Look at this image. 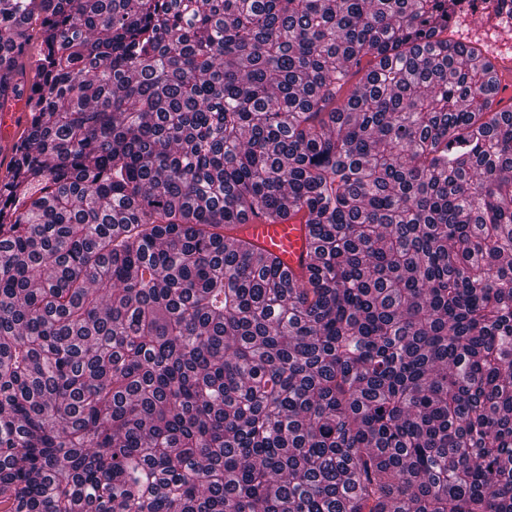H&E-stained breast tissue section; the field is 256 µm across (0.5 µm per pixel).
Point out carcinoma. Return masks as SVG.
Instances as JSON below:
<instances>
[{
	"label": "carcinoma",
	"instance_id": "1",
	"mask_svg": "<svg viewBox=\"0 0 512 512\" xmlns=\"http://www.w3.org/2000/svg\"><path fill=\"white\" fill-rule=\"evenodd\" d=\"M475 2L0 0V512H512ZM21 108L22 106L18 103L15 108L17 114L13 121L11 120L10 126L6 128V130L2 131V133L0 129V179L7 174L12 143L22 135L25 129V122H21V119L15 122L16 118L23 113L20 112ZM237 235L253 241L264 252L281 258L284 268L298 272L301 260L304 264L310 251V238L305 224L298 220L266 223L261 217H248L241 224Z\"/></svg>",
	"mask_w": 512,
	"mask_h": 512
}]
</instances>
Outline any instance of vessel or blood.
I'll return each mask as SVG.
<instances>
[{"instance_id": "obj_1", "label": "vessel or blood", "mask_w": 512, "mask_h": 512, "mask_svg": "<svg viewBox=\"0 0 512 512\" xmlns=\"http://www.w3.org/2000/svg\"><path fill=\"white\" fill-rule=\"evenodd\" d=\"M238 234L253 241L262 251L280 257L285 268L294 272L300 270L302 260L307 259L310 251L307 227L296 220L269 224L252 216L241 224Z\"/></svg>"}]
</instances>
